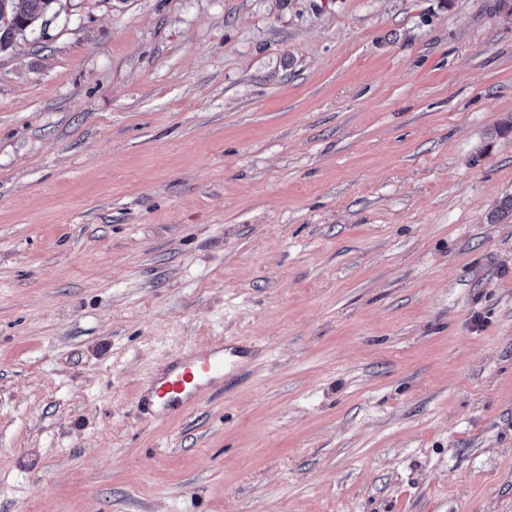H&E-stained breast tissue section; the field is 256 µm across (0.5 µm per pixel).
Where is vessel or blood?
Here are the masks:
<instances>
[{"label": "vessel or blood", "instance_id": "1", "mask_svg": "<svg viewBox=\"0 0 512 512\" xmlns=\"http://www.w3.org/2000/svg\"><path fill=\"white\" fill-rule=\"evenodd\" d=\"M245 355L243 346L224 339L191 349L162 374L149 379L141 403L159 420L182 414L202 398L212 382L233 371Z\"/></svg>", "mask_w": 512, "mask_h": 512}]
</instances>
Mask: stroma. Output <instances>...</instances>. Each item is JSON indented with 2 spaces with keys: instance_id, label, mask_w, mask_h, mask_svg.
Listing matches in <instances>:
<instances>
[{
  "instance_id": "stroma-1",
  "label": "stroma",
  "mask_w": 512,
  "mask_h": 512,
  "mask_svg": "<svg viewBox=\"0 0 512 512\" xmlns=\"http://www.w3.org/2000/svg\"><path fill=\"white\" fill-rule=\"evenodd\" d=\"M510 120L500 0H61L0 52V512H512ZM245 355L243 346L224 339L207 347L193 348L162 374L146 382L149 389L141 403L159 420L182 414L202 398L212 382L224 379L226 372L233 371Z\"/></svg>"
}]
</instances>
